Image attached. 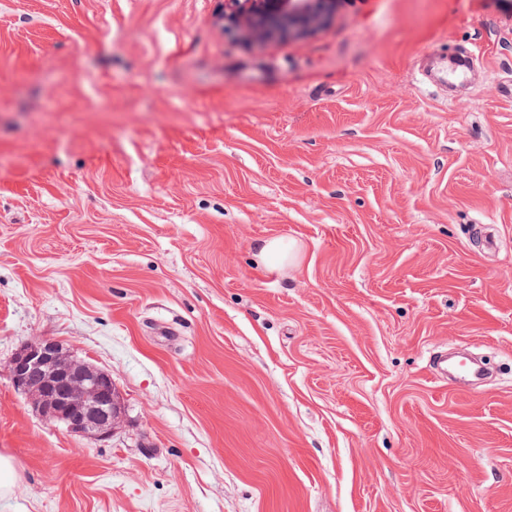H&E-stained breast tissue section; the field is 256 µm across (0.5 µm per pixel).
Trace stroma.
<instances>
[{
  "instance_id": "obj_1",
  "label": "stroma",
  "mask_w": 512,
  "mask_h": 512,
  "mask_svg": "<svg viewBox=\"0 0 512 512\" xmlns=\"http://www.w3.org/2000/svg\"><path fill=\"white\" fill-rule=\"evenodd\" d=\"M223 10L0 0V512H512V0ZM35 336L111 373L109 438L13 386ZM335 0H224V25L254 38H291L310 33L334 11ZM256 257L269 272H278L294 264L300 249L294 243L282 238H271L256 244Z\"/></svg>"
}]
</instances>
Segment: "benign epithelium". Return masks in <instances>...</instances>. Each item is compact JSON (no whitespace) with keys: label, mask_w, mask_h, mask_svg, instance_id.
<instances>
[{"label":"benign epithelium","mask_w":512,"mask_h":512,"mask_svg":"<svg viewBox=\"0 0 512 512\" xmlns=\"http://www.w3.org/2000/svg\"><path fill=\"white\" fill-rule=\"evenodd\" d=\"M336 0H224V25L254 38H291L310 33L327 20ZM15 388L41 415L77 435H110L122 422L112 375L63 352L47 339L27 341L9 363Z\"/></svg>","instance_id":"1"}]
</instances>
